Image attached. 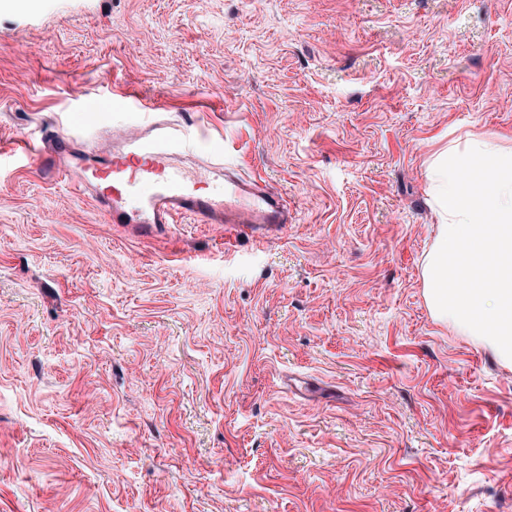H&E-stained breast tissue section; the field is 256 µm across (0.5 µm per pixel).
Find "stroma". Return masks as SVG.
Returning a JSON list of instances; mask_svg holds the SVG:
<instances>
[{"label": "stroma", "mask_w": 512, "mask_h": 512, "mask_svg": "<svg viewBox=\"0 0 512 512\" xmlns=\"http://www.w3.org/2000/svg\"><path fill=\"white\" fill-rule=\"evenodd\" d=\"M152 120L295 218L140 239L0 162V512H512V366L422 281L429 158L512 146V0L0 9V149Z\"/></svg>", "instance_id": "1"}]
</instances>
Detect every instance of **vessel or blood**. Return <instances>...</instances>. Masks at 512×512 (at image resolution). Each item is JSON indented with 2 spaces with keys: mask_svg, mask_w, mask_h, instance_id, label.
Returning a JSON list of instances; mask_svg holds the SVG:
<instances>
[{
  "mask_svg": "<svg viewBox=\"0 0 512 512\" xmlns=\"http://www.w3.org/2000/svg\"><path fill=\"white\" fill-rule=\"evenodd\" d=\"M182 137V129L162 121L113 134L111 150L94 168H62L72 153V141L48 128L42 137H23L20 147L47 178L76 174L80 188L112 223L132 225L143 238L158 236L180 216L220 224L225 235L244 233L259 242L286 227L291 214L285 199L256 178L206 163L205 171L223 191L216 197L203 192L199 180L176 172L174 148Z\"/></svg>",
  "mask_w": 512,
  "mask_h": 512,
  "instance_id": "b4317fda",
  "label": "vessel or blood"
}]
</instances>
